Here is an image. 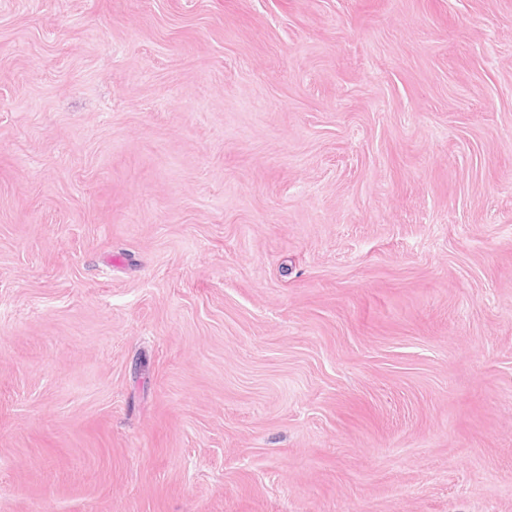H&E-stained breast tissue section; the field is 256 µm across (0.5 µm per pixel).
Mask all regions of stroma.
<instances>
[{
    "instance_id": "1",
    "label": "stroma",
    "mask_w": 512,
    "mask_h": 512,
    "mask_svg": "<svg viewBox=\"0 0 512 512\" xmlns=\"http://www.w3.org/2000/svg\"><path fill=\"white\" fill-rule=\"evenodd\" d=\"M0 512H512V0H0Z\"/></svg>"
}]
</instances>
